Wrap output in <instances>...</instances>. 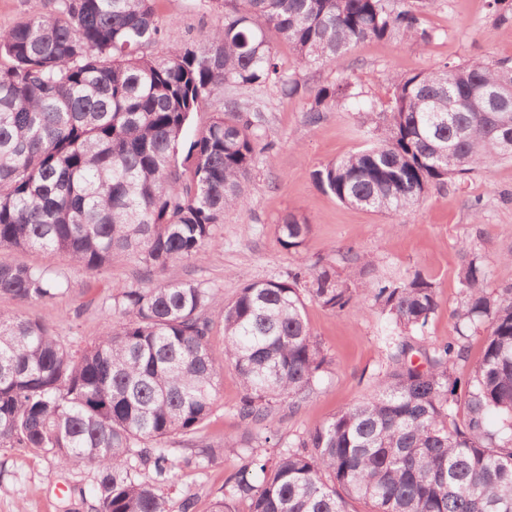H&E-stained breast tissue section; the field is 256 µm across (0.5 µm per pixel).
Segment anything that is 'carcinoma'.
Listing matches in <instances>:
<instances>
[{"label": "carcinoma", "mask_w": 512, "mask_h": 512, "mask_svg": "<svg viewBox=\"0 0 512 512\" xmlns=\"http://www.w3.org/2000/svg\"><path fill=\"white\" fill-rule=\"evenodd\" d=\"M224 23L158 60L155 0H55L0 31V248L60 251L95 273L134 255L148 275L198 261L216 245L224 212L245 206L243 186L272 149L263 117L226 90L273 83L300 95L299 73L334 62L366 39L432 38L414 0H214ZM288 42L295 68L272 38ZM390 111L369 112L375 141L314 171L339 202L386 215L419 207L431 189L512 158V65L446 63L393 83ZM347 97L341 82L308 93L305 122L319 125ZM214 104L190 141L195 115ZM307 217L285 214L280 243L301 247ZM463 301L452 312L459 339L426 364L408 357L404 333L440 306L433 280L403 282L367 266L351 287L336 270L286 280L244 279L224 302L186 280L124 288L112 297L98 339L83 347L39 320L0 309V447L50 455L94 470L95 512H175L165 488L185 468L203 469L226 448H248L209 512H512V288H485L489 266L468 248ZM65 279L0 263V295L53 300ZM369 292L400 333L385 337L388 363L372 395L342 407L273 457L250 427L278 404L306 398L330 364L305 316V298L332 312L361 307ZM224 326V360L210 345ZM484 336L467 380L455 374L463 339ZM243 388L240 437L199 441L175 457L163 442L193 437L210 420L224 367Z\"/></svg>", "instance_id": "carcinoma-1"}]
</instances>
